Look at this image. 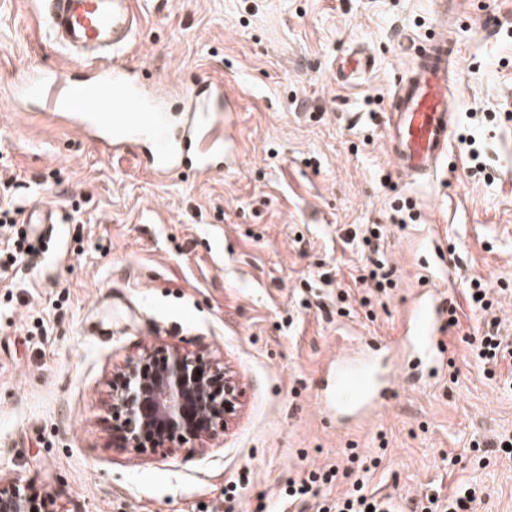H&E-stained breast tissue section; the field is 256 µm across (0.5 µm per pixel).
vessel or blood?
<instances>
[{
  "label": "vessel or blood",
  "mask_w": 512,
  "mask_h": 512,
  "mask_svg": "<svg viewBox=\"0 0 512 512\" xmlns=\"http://www.w3.org/2000/svg\"><path fill=\"white\" fill-rule=\"evenodd\" d=\"M51 41L84 68L83 75L32 66L11 80L15 102L83 131L106 154L139 157L159 180L222 173L240 149L224 82L184 87L170 105L143 71L124 61L143 22L137 0H41ZM456 45L442 25L432 33L393 92L389 116L395 170L411 182L430 180L447 157L456 125L450 105ZM35 238L52 233L55 209L38 202L25 214ZM448 292L423 288L399 337L346 349L323 370L322 404L337 421L355 422L383 406L396 384L403 352L438 377L448 372Z\"/></svg>",
  "instance_id": "obj_1"
}]
</instances>
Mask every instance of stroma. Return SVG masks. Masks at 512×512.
<instances>
[{
    "label": "stroma",
    "mask_w": 512,
    "mask_h": 512,
    "mask_svg": "<svg viewBox=\"0 0 512 512\" xmlns=\"http://www.w3.org/2000/svg\"><path fill=\"white\" fill-rule=\"evenodd\" d=\"M126 61L160 80H224L239 110L236 167L153 179L133 156L101 155L80 132L0 109V187L15 207L51 202L57 224L0 274V481L48 492L60 512H316L288 480L376 458L368 488L412 512L462 483L468 512H512V457L473 441L512 439V367L477 360L468 337L512 338V0H456V136L436 180L393 169L396 81L435 22L434 0H138ZM372 70L347 88L336 60ZM68 67L38 0H0V80ZM379 242L393 288L359 278ZM495 307L471 308L472 279ZM449 288L446 379L396 386L388 405L337 424L321 369L358 337L399 335L422 288ZM176 345L215 359L243 390L223 434L140 454L118 447L112 377ZM461 457L452 467L449 457Z\"/></svg>",
    "instance_id": "1"
}]
</instances>
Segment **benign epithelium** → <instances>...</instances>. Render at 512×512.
<instances>
[{
    "label": "benign epithelium",
    "mask_w": 512,
    "mask_h": 512,
    "mask_svg": "<svg viewBox=\"0 0 512 512\" xmlns=\"http://www.w3.org/2000/svg\"><path fill=\"white\" fill-rule=\"evenodd\" d=\"M242 390L214 359L176 347L146 350L112 381L119 447L139 453L175 441L213 438L228 424ZM0 512H54L39 493L0 484Z\"/></svg>",
    "instance_id": "benign-epithelium-1"
}]
</instances>
